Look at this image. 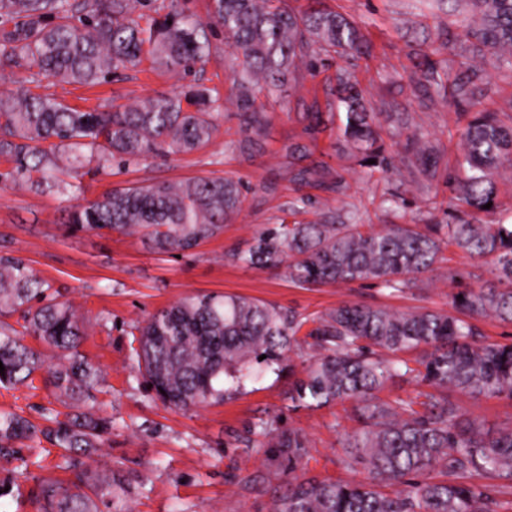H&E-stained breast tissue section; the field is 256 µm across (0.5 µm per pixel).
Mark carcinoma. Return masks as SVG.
Here are the masks:
<instances>
[{
    "mask_svg": "<svg viewBox=\"0 0 512 512\" xmlns=\"http://www.w3.org/2000/svg\"><path fill=\"white\" fill-rule=\"evenodd\" d=\"M151 0H0V67L22 70L24 81L94 85L112 73L137 67L142 55L157 66L187 74L211 55L212 25L224 28L237 69L233 100L249 128L260 132L266 113L255 91L280 97L303 66L310 73L349 52H360L364 35L320 0L304 12L287 0H210V22L187 14L173 0L161 18L144 13ZM462 5L469 47L457 61L463 77L450 97L470 99V85L486 65L512 67V0H454ZM436 92L446 91L438 67L412 73ZM337 108L345 114L342 134L352 155L392 166L383 154L377 113L358 84L338 75ZM210 90L193 85L159 93L110 111H82L55 94L21 89L0 92V183L34 190L80 189L60 185L52 173L75 176L94 159L131 161L191 153L216 131ZM430 148L412 134L401 165L428 172ZM512 161V127L494 112H474L462 132L463 176L448 178L458 199L483 211L497 205L496 173ZM325 167L294 170L291 181L322 185ZM242 186L224 176L161 181L111 189L71 209L65 223L74 231L137 234L157 254L199 246L224 230L241 211ZM454 245L490 264L493 279L483 288H461L454 312L396 311L345 303L303 315L236 295L197 294L158 311L142 326L129 358L166 406L188 410L220 403L239 390L253 362L274 368L286 355L306 349L313 360L296 380L289 399L296 408L320 409L353 401L362 427L347 435L344 468L365 471L364 480L332 481L310 474L306 436L283 430L278 418L263 420L259 434L270 448L288 455V485L277 512H502L512 509V419L491 434L483 423L448 399V388L470 397L512 400V344L480 339L476 321L512 323V224H391L363 230L352 218L340 224H272L244 251L225 258L235 264L284 270L298 288L371 280L403 293L420 275L434 271L443 249ZM463 299H458V296ZM20 314L16 329L4 318ZM34 336L44 346L25 344ZM85 321L52 285L21 259L0 256V387L35 388L46 371L62 413L43 407L35 423L16 411L0 410V461L22 459L27 442L61 451L58 468L66 481L33 477L23 463L5 487L24 478L35 482L37 512H112L117 499L110 474L88 469L87 459L112 431V419L94 412L102 371L80 351ZM417 351L406 359L402 354ZM265 359H260V356ZM428 390L392 400L378 392L393 379Z\"/></svg>",
    "mask_w": 512,
    "mask_h": 512,
    "instance_id": "obj_1",
    "label": "carcinoma"
}]
</instances>
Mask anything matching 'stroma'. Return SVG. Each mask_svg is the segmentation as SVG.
Listing matches in <instances>:
<instances>
[{
	"label": "stroma",
	"mask_w": 512,
	"mask_h": 512,
	"mask_svg": "<svg viewBox=\"0 0 512 512\" xmlns=\"http://www.w3.org/2000/svg\"><path fill=\"white\" fill-rule=\"evenodd\" d=\"M324 5L361 30L367 52L313 75L301 73L298 85L278 100L258 94L256 105L268 116L262 132L247 128L229 102L236 59L219 28L210 58L186 76L152 70L146 59L95 86L46 80L40 87L69 105L104 111L200 84L218 100L213 112L217 131L210 143L188 154L134 161L122 169L104 164L98 173L84 176L76 192L41 194L0 185V254L23 258L88 324L81 350L103 373L95 409L112 420L111 434L88 465L96 472H112L126 487L128 512H272L284 492L288 466L277 449L263 447L254 434L261 418L278 414L283 427L301 430L312 474L334 479L351 476L340 462V437L359 427L349 402L289 411L288 392L311 358L307 351L283 360L278 370L253 371L240 392L224 403L185 411L164 406L129 359L134 326L157 310L187 295L215 293L305 315L348 301L403 311H447L458 289L480 288L491 277L488 264L454 247L446 251L440 269L421 276L418 287L399 295L370 280L303 289L290 283L284 271L225 261L226 251L246 249L265 225L282 218L309 223L352 216L380 229L389 224H449L464 210L449 190L448 178L458 172L457 132L468 117L449 106L444 95L429 93L409 79L430 44L459 46L461 14L428 8L420 0H324ZM341 69L359 82L375 108L387 109L389 116L381 121L387 156L399 158L412 126L432 143L437 163L430 177L416 180L406 172L372 171L347 155L338 139L343 115L336 109V73ZM471 89L477 108L498 113L504 125H512V70L485 67ZM305 112L320 113L323 131L309 130L301 118ZM313 141L318 144L315 160L329 169L322 187L291 180L292 170L302 162L290 156L289 146ZM205 176L240 180L245 186L242 210L222 234L177 257L154 253L135 236L73 232L62 222L66 210L111 188ZM339 176L346 183L340 193L328 187ZM394 191L405 200L397 208L389 202ZM302 196L308 205L290 213ZM448 397L491 430L512 417V400L506 398L472 399L454 391ZM54 399L52 387L40 376L31 389L0 388V410L15 409L32 419Z\"/></svg>",
	"instance_id": "obj_1"
}]
</instances>
